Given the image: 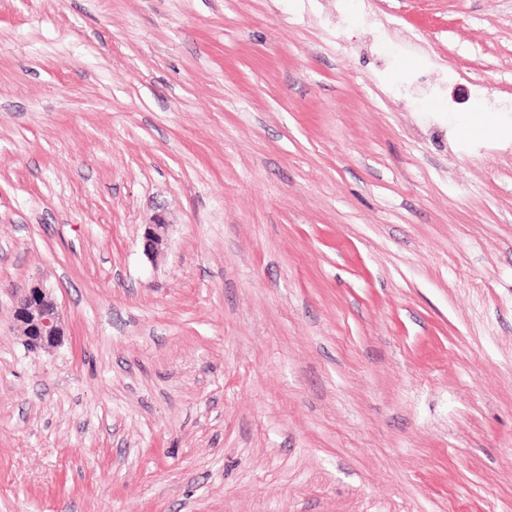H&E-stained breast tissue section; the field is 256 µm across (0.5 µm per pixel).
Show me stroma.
Returning a JSON list of instances; mask_svg holds the SVG:
<instances>
[{"mask_svg": "<svg viewBox=\"0 0 512 512\" xmlns=\"http://www.w3.org/2000/svg\"><path fill=\"white\" fill-rule=\"evenodd\" d=\"M475 80L512 0H0V512H512ZM143 236V252L148 258H153L165 251L168 246V227L162 216L153 224H146ZM15 321L30 350L50 351L64 336L63 320L51 288L32 284L17 302Z\"/></svg>", "mask_w": 512, "mask_h": 512, "instance_id": "stroma-1", "label": "stroma"}]
</instances>
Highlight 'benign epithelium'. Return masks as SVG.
Returning a JSON list of instances; mask_svg holds the SVG:
<instances>
[{"instance_id":"7a95c632","label":"benign epithelium","mask_w":512,"mask_h":512,"mask_svg":"<svg viewBox=\"0 0 512 512\" xmlns=\"http://www.w3.org/2000/svg\"><path fill=\"white\" fill-rule=\"evenodd\" d=\"M169 224L161 217L147 225L143 236V252L153 258L168 246ZM15 321L25 345L31 350L50 351L58 347L64 336L62 315L52 290L40 282L32 284L17 302Z\"/></svg>"}]
</instances>
